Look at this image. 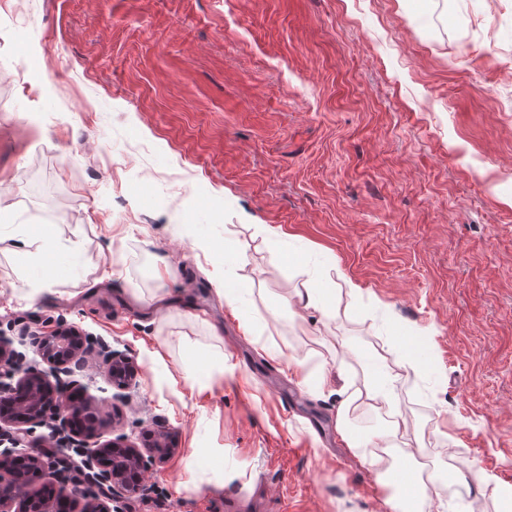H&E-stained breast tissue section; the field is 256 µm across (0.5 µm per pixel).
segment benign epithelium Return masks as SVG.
<instances>
[{
	"mask_svg": "<svg viewBox=\"0 0 512 512\" xmlns=\"http://www.w3.org/2000/svg\"><path fill=\"white\" fill-rule=\"evenodd\" d=\"M38 349L44 361L67 374L70 365L83 361L88 346L72 327L58 326L40 337ZM17 354L11 342L0 339V367L7 369V380L0 382V435L14 429L27 434L25 425L40 426L46 416H53L60 429L68 432L73 446L86 454V466L91 478L110 489L114 499L140 494L147 490L146 474L149 461L160 462L173 450L171 438L162 431L143 436L141 444L124 437L98 442L103 421L92 398L82 395L85 388L77 380L53 381L37 368L14 370ZM102 361L108 366L112 383L119 389L135 384L138 374L134 360L115 350H104ZM24 462L39 475H55L49 458L38 448H5L0 451V484L16 478L15 466ZM85 498L83 485L77 481L60 482L53 497L37 503L29 496L0 497V512H112L106 506L79 508Z\"/></svg>",
	"mask_w": 512,
	"mask_h": 512,
	"instance_id": "benign-epithelium-1",
	"label": "benign epithelium"
}]
</instances>
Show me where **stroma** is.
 <instances>
[{"mask_svg": "<svg viewBox=\"0 0 512 512\" xmlns=\"http://www.w3.org/2000/svg\"><path fill=\"white\" fill-rule=\"evenodd\" d=\"M13 2L0 336L22 368L42 367L35 338L56 321L135 359L124 391L99 357L75 374L115 422L105 438L176 445L121 512H385L336 432V391L363 388L371 361L425 465L411 512H506L512 0H27L5 19ZM43 233L64 253L36 267L22 242ZM307 272L336 291L330 320L275 309ZM218 358L223 382L185 380ZM458 470L492 481L433 500Z\"/></svg>", "mask_w": 512, "mask_h": 512, "instance_id": "35a3bbf8", "label": "stroma"}]
</instances>
